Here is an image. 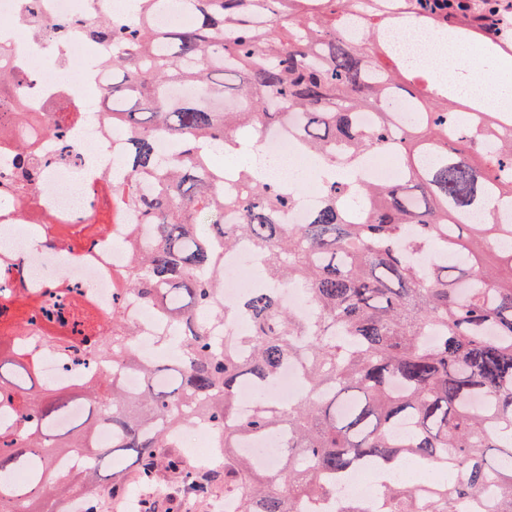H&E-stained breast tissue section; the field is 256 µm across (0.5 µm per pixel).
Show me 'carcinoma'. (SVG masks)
Listing matches in <instances>:
<instances>
[{"mask_svg":"<svg viewBox=\"0 0 512 512\" xmlns=\"http://www.w3.org/2000/svg\"><path fill=\"white\" fill-rule=\"evenodd\" d=\"M165 0H137L136 20L91 23L112 44L104 73L106 111L73 112L31 126L15 111L0 125L20 158L15 191H36L40 134L62 139L70 122L103 115L126 138L124 171L100 190L113 212L130 210L149 233H130L125 267L116 272L112 314L65 283L55 296L19 289L0 302V512H49L52 502L84 490L120 495L125 462L139 481L167 468L179 490L204 503L219 490L236 512H302V501L332 493L330 482L365 465L411 460L449 477L425 496L388 476L378 483L384 512H470L494 492L484 512H512V245L508 285L485 267L467 233L512 241V129L478 103L460 111L446 89L412 92L410 73L377 35L366 0H193L190 21L158 28ZM418 17L448 37L480 33L477 16L508 11L500 0H413ZM235 100V112L204 104ZM394 95L414 103L388 111ZM373 111L377 123L360 125ZM258 145L270 129L291 130L317 156L325 181L305 224H285L301 205L288 181L269 182L245 166L241 193H224L213 155ZM173 141L177 156L157 147ZM389 147L401 177L362 178L364 156ZM208 232H198V225ZM106 225L89 213L61 220L53 240L79 255ZM251 244L262 275L299 291L311 315L289 307L275 288L224 306V252ZM428 257L427 266L420 258ZM131 302L154 308L158 348L179 358L161 364L137 349L141 331ZM243 318L245 336H217L213 326ZM67 360L101 366L70 385H50L36 366L37 346ZM303 365L308 395L288 407L269 392L281 365ZM141 377L129 390L123 374ZM257 390L238 410L239 386ZM198 425L224 449V464L200 473L167 449ZM107 426L112 441H99ZM246 437H275L279 462L260 468L237 452ZM506 443L497 454L491 449ZM112 458V483L95 480Z\"/></svg>","mask_w":512,"mask_h":512,"instance_id":"1","label":"carcinoma"}]
</instances>
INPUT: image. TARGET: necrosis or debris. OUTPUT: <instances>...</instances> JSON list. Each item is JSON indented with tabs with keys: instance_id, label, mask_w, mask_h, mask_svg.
I'll use <instances>...</instances> for the list:
<instances>
[{
	"instance_id": "1",
	"label": "necrosis or debris",
	"mask_w": 512,
	"mask_h": 512,
	"mask_svg": "<svg viewBox=\"0 0 512 512\" xmlns=\"http://www.w3.org/2000/svg\"><path fill=\"white\" fill-rule=\"evenodd\" d=\"M406 12L405 0H399L390 12L398 20L389 29L396 42L423 53L445 51L460 63L468 62L470 55L462 47L436 39L431 27L424 21L407 19ZM106 15L116 20L129 17L116 0H0V69L17 76L22 111L44 116L60 100L79 110L100 98L98 79L112 55V46L91 41L85 27ZM68 138L78 154L72 162L54 161L59 147L54 137L39 139V151L49 162L36 200L52 218L77 224L90 206V183L111 177L113 167L121 163L124 137L105 122L78 121L70 124ZM258 150L261 155L295 160L302 166L304 175L297 183L303 191L302 205L285 212L283 221L305 223L320 200L319 161L301 156L295 139L279 130L268 132ZM131 221V214L123 213L121 221L110 224L107 233L94 242L86 258L68 259L51 245L49 225L34 224L16 215L13 193L0 183V236L11 241L10 246L0 249V259L7 268V288H44L54 280L66 282L87 295L99 312L110 311L112 272L124 260L120 243ZM255 267L248 242L225 253V305H235L242 296L260 288V281L253 276Z\"/></svg>"
}]
</instances>
